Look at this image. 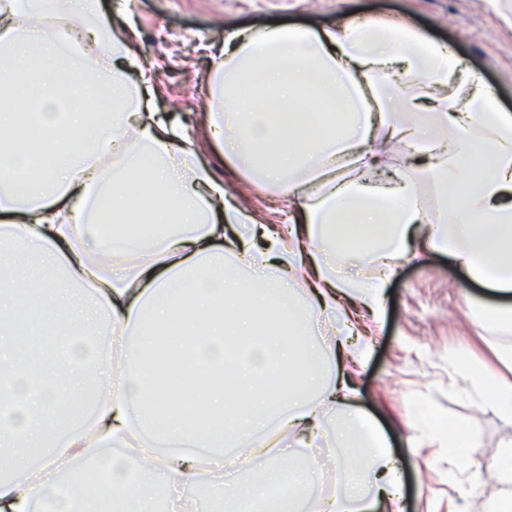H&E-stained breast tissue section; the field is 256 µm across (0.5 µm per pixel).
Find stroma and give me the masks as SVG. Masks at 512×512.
Listing matches in <instances>:
<instances>
[{"mask_svg": "<svg viewBox=\"0 0 512 512\" xmlns=\"http://www.w3.org/2000/svg\"><path fill=\"white\" fill-rule=\"evenodd\" d=\"M122 5L132 45L154 75L157 111L173 117L231 201L262 224L287 223V198L228 162L205 132L209 70L224 47L226 29H322L357 16L406 20L448 45L512 109V0H122ZM497 299L468 282L448 257L428 254L402 263L388 289L382 322L366 332L372 351L357 379L358 404L384 428L403 467L404 512H478L484 500L503 490L493 454L512 441V422L465 398L451 370L464 356L512 382V368L495 356V338L469 309ZM421 407L433 419L476 433L468 462L485 472L482 485L465 491L455 483L453 459L415 422Z\"/></svg>", "mask_w": 512, "mask_h": 512, "instance_id": "35a3bbf8", "label": "stroma"}]
</instances>
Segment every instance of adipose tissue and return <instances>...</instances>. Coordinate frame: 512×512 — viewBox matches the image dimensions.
<instances>
[{
	"mask_svg": "<svg viewBox=\"0 0 512 512\" xmlns=\"http://www.w3.org/2000/svg\"><path fill=\"white\" fill-rule=\"evenodd\" d=\"M92 50L104 66L86 68ZM140 67L102 0H0V382L13 408L0 448L45 451L0 475V512H191L182 490L228 445L268 466L247 486L214 483L212 512H400L392 451L356 405L351 373L371 346L354 340L350 306L381 321L402 260L428 253L512 294V112L406 23L227 31L207 127L225 159L287 197L294 221L273 228L229 201L156 111L150 78L130 82ZM32 109L39 134L20 152L15 115ZM402 151L423 164L377 177ZM45 153L53 163L33 164ZM350 255L377 276L348 273ZM22 291L57 342L34 365L11 348ZM164 347L186 355L181 375L161 373ZM454 368L512 420L511 383ZM90 374L95 400L75 425ZM285 442L294 454L269 463ZM314 448L340 449L337 489L318 490ZM283 483L286 498L262 500Z\"/></svg>",
	"mask_w": 512,
	"mask_h": 512,
	"instance_id": "adipose-tissue-1",
	"label": "adipose tissue"
}]
</instances>
